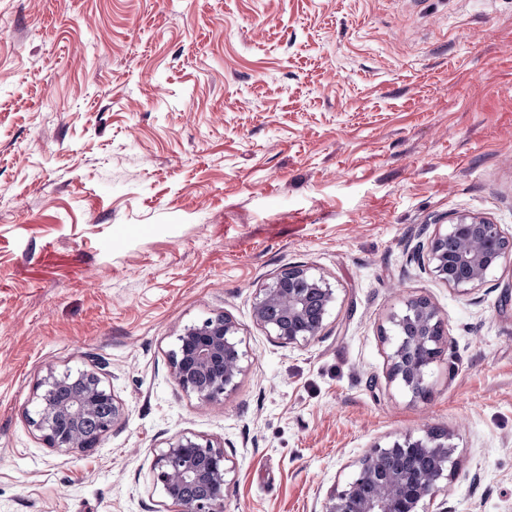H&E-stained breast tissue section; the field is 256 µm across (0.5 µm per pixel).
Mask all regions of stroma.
<instances>
[{"instance_id":"1","label":"stroma","mask_w":512,"mask_h":512,"mask_svg":"<svg viewBox=\"0 0 512 512\" xmlns=\"http://www.w3.org/2000/svg\"><path fill=\"white\" fill-rule=\"evenodd\" d=\"M459 212L512 232V0H0V512H174L183 433L223 448L224 512H320L430 429L428 512H512V262L462 293L413 256ZM289 265L337 294L303 345L252 315ZM412 296L448 336L424 399L387 378ZM219 314L244 372L204 404L169 356ZM80 371L122 414L71 459L29 417Z\"/></svg>"}]
</instances>
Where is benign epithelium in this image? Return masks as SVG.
Instances as JSON below:
<instances>
[{"label": "benign epithelium", "instance_id": "obj_1", "mask_svg": "<svg viewBox=\"0 0 512 512\" xmlns=\"http://www.w3.org/2000/svg\"><path fill=\"white\" fill-rule=\"evenodd\" d=\"M456 241L448 256V239ZM426 253L432 273L448 287L468 292L485 282L487 273L512 258V233L486 217L461 212L437 232ZM335 289L322 275L302 265H289L259 289L253 318L268 336L284 345L306 344L322 335ZM396 339L388 355L387 377L422 398L428 393L426 373L447 342L443 319L425 297H411L401 315L390 318ZM238 327L227 315H216L176 336L170 355L178 385L203 403H216L236 387L244 353L236 340ZM84 387L69 391L72 375L49 374L32 425L49 447L78 458L109 432L121 415L114 395L98 374H78ZM108 404L111 410L101 412ZM454 444L448 433L429 431L388 447H377L361 461L344 489L333 490L321 512H426L424 504L455 467ZM224 449L195 435L183 434L156 455L153 483L178 507L177 512H224L228 485Z\"/></svg>", "mask_w": 512, "mask_h": 512}]
</instances>
